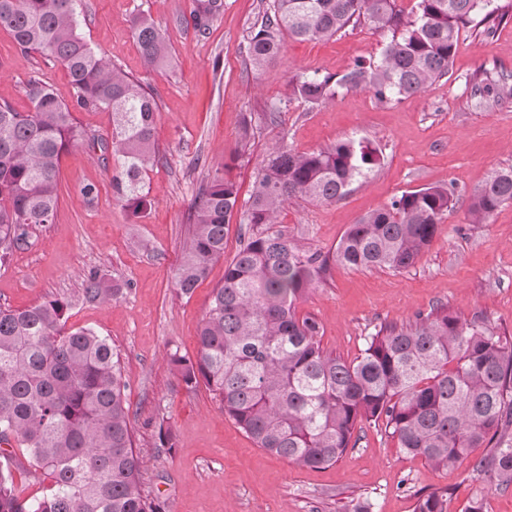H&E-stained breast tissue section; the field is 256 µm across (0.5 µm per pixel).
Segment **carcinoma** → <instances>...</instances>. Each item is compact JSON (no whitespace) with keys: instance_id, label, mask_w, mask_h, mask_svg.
Instances as JSON below:
<instances>
[{"instance_id":"cac0c4a2","label":"carcinoma","mask_w":512,"mask_h":512,"mask_svg":"<svg viewBox=\"0 0 512 512\" xmlns=\"http://www.w3.org/2000/svg\"><path fill=\"white\" fill-rule=\"evenodd\" d=\"M491 0H268L251 27L246 53L261 70L275 60L284 37L330 39L366 24L389 36L381 56L359 60L342 74L297 76L289 95L319 106L338 91L365 90L381 103L400 102L451 73L460 31L482 42L512 18V3ZM72 0H0V29L24 52L60 63L83 110L112 112V132L101 147L117 163L112 192L133 213L157 156L158 105L138 79L96 54L78 32ZM224 14V0H194L192 22L204 38ZM144 62L162 67L171 51L148 14L133 19ZM478 103L512 97V75L483 69L465 81ZM28 112L0 104V265L29 244V228L53 221L59 201L61 155L83 139L71 108L50 86H24ZM254 137L246 117L236 153ZM379 161L377 150L341 140L298 152L284 145L264 159L250 196L239 204L236 183L215 170L192 203L191 229L175 277L188 298L211 264L224 256L230 224L242 244L224 267L201 320L195 355L170 354L188 387L220 397L224 415L257 445L299 467L335 463L358 426L384 420L400 448L430 466L450 470L478 448L472 472L498 488L512 486V342L485 324L441 306L406 325L381 328L353 361L326 353L321 325L296 303L332 266L401 271L432 243L454 191L430 186L405 191L360 216L326 253L272 226L293 199L341 200ZM512 204V168L493 173L469 198L471 224H486ZM122 288L92 273L87 302L110 301ZM67 300L25 309H0V512H163L140 482L130 404L118 353L108 339L66 328ZM50 480L46 493L23 499L10 461L12 443ZM414 512H448V491L417 497Z\"/></svg>"}]
</instances>
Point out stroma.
I'll use <instances>...</instances> for the list:
<instances>
[{
  "label": "stroma",
  "instance_id": "35a3bbf8",
  "mask_svg": "<svg viewBox=\"0 0 512 512\" xmlns=\"http://www.w3.org/2000/svg\"><path fill=\"white\" fill-rule=\"evenodd\" d=\"M265 0H224V14L207 38L194 32L193 0H77L82 37L151 89L159 112V162L143 192L146 209H126L112 194L114 162H103L90 141L61 159L60 201L53 223L33 227L28 246L0 266V308L24 309L53 298L70 302L67 324L105 336L120 355L131 405L134 446L143 461L141 481L165 512H414L417 495L448 490V512H463L476 493L488 512H512V487L502 490L474 477L469 464L438 470L402 451L383 422L363 424L334 464L301 468L258 448L221 410L205 387H187L170 362L173 352L194 355L200 322L224 267L239 246L230 225L224 257L191 298L178 297L175 275L188 236L189 214L199 187L226 168L247 199L262 160L283 142L299 151L356 139L380 157L349 193L332 204L285 203L279 226L321 251L333 249L350 224L408 190L452 186L457 198L432 244L412 267L353 270L333 267L300 299L297 311L322 326L321 346L347 360L358 357L368 336L444 306L490 326L512 341V205L489 223L468 220L466 200L497 170L512 166V98L478 106L465 85L482 68L512 73V21L487 43L461 30L453 74L399 103L382 104L366 91L339 92L312 107L288 96L301 74H336L356 60L378 59L388 37L361 25L322 42L285 40L278 58L255 71L246 36ZM151 14L171 47V60L147 69L132 33L138 12ZM33 77L71 102L63 66L35 51H21L0 30V103L26 112L24 94ZM281 108L277 124L265 114ZM255 137L236 157L243 116ZM99 189L94 205L83 185ZM98 273L125 290L99 304L85 302L82 283ZM169 426L172 450H158V430Z\"/></svg>",
  "mask_w": 512,
  "mask_h": 512
}]
</instances>
